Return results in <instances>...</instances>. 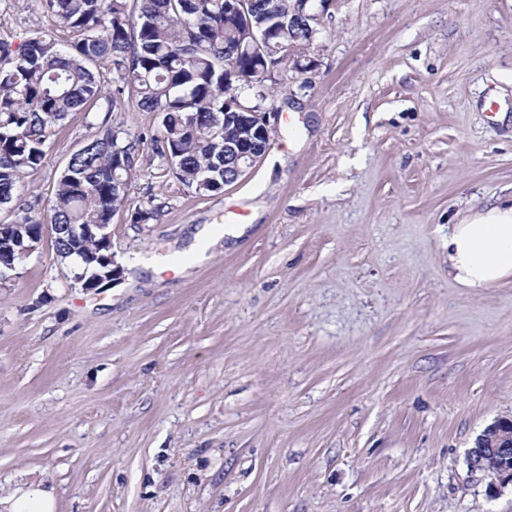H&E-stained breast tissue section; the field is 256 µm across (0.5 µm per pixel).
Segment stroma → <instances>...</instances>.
Instances as JSON below:
<instances>
[{"label": "stroma", "instance_id": "stroma-1", "mask_svg": "<svg viewBox=\"0 0 512 512\" xmlns=\"http://www.w3.org/2000/svg\"><path fill=\"white\" fill-rule=\"evenodd\" d=\"M38 31L70 37L0 0V38ZM309 55L223 192L143 150L117 283L81 287L46 239L0 284L1 486L57 512H512L468 462L512 415V284L448 270L449 226L512 195V0H333ZM158 125L70 113L22 202L45 214L85 139ZM2 512H56L52 488L41 483L18 484L9 490L0 487Z\"/></svg>", "mask_w": 512, "mask_h": 512}]
</instances>
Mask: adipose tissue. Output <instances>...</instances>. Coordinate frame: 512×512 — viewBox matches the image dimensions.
<instances>
[{
  "label": "adipose tissue",
  "instance_id": "ef3b65f1",
  "mask_svg": "<svg viewBox=\"0 0 512 512\" xmlns=\"http://www.w3.org/2000/svg\"><path fill=\"white\" fill-rule=\"evenodd\" d=\"M448 263L469 288H491L512 280V202L494 206L448 234ZM55 495L40 483L0 489V512H55Z\"/></svg>",
  "mask_w": 512,
  "mask_h": 512
}]
</instances>
